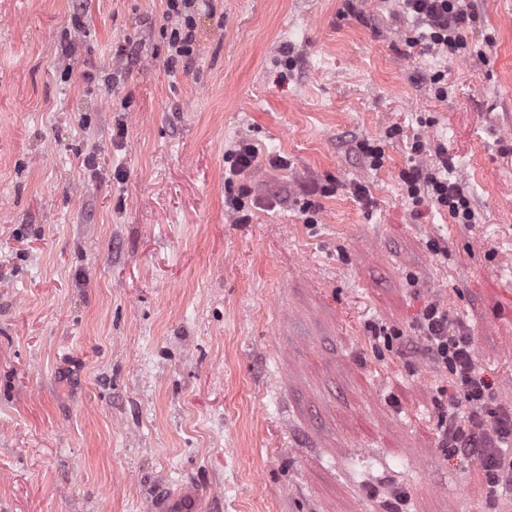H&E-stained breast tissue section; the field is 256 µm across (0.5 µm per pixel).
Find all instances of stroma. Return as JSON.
<instances>
[{"mask_svg": "<svg viewBox=\"0 0 512 512\" xmlns=\"http://www.w3.org/2000/svg\"><path fill=\"white\" fill-rule=\"evenodd\" d=\"M165 9L0 0V512H512L439 446L446 373L370 338L440 302L512 404V0L464 58L398 0H197L186 64ZM245 139L290 165L241 223ZM441 149L475 223L403 197ZM262 162H264L263 155H261L259 148L249 142H238L234 149L224 153L225 178L227 182L228 192L224 198V207L227 211L233 214H241L246 211L245 199L251 195V188L246 186L243 181L246 180L250 173ZM235 182L239 183L238 192L235 194L232 186Z\"/></svg>", "mask_w": 512, "mask_h": 512, "instance_id": "1", "label": "stroma"}]
</instances>
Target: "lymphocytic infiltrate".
Listing matches in <instances>:
<instances>
[{"mask_svg": "<svg viewBox=\"0 0 512 512\" xmlns=\"http://www.w3.org/2000/svg\"><path fill=\"white\" fill-rule=\"evenodd\" d=\"M402 13L413 25L422 27L421 38H408V46H424L452 57L470 51L467 32L476 28L480 13L470 0H401ZM195 0H166V14L175 18L169 44L175 57L191 62L194 54L192 29ZM227 184L232 187L224 198L227 211L240 214L251 195L245 181L261 163L284 168L282 156L263 158L259 148L238 142L224 154ZM451 167L447 152H440L439 166L425 169L408 166L401 173L404 194L412 206L430 202L448 211L459 224L475 221V210L463 187L446 175ZM414 333L403 341L406 357L421 356L433 368L450 376L451 392L437 401L440 412V443L444 451L479 461L486 477L487 496L492 500L512 498V407L500 403L489 381L474 360L473 338L467 324L451 318L447 307L427 302L413 322Z\"/></svg>", "mask_w": 512, "mask_h": 512, "instance_id": "obj_1", "label": "lymphocytic infiltrate"}]
</instances>
